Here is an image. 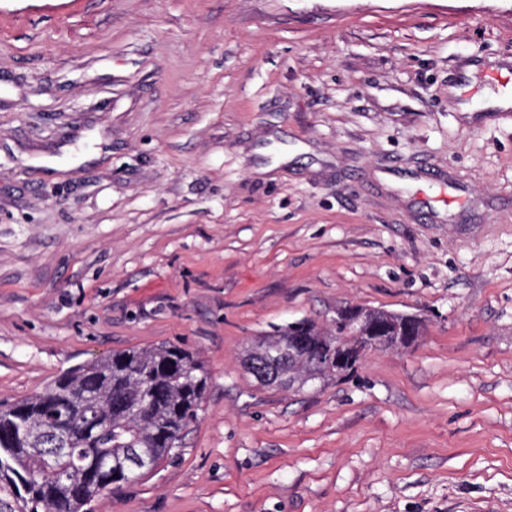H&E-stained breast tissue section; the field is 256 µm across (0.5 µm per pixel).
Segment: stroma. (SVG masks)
<instances>
[{
	"label": "stroma",
	"mask_w": 512,
	"mask_h": 512,
	"mask_svg": "<svg viewBox=\"0 0 512 512\" xmlns=\"http://www.w3.org/2000/svg\"><path fill=\"white\" fill-rule=\"evenodd\" d=\"M505 94L512 0H0V402L178 345L198 418L95 512H512ZM345 306L423 334L246 372Z\"/></svg>",
	"instance_id": "1"
}]
</instances>
